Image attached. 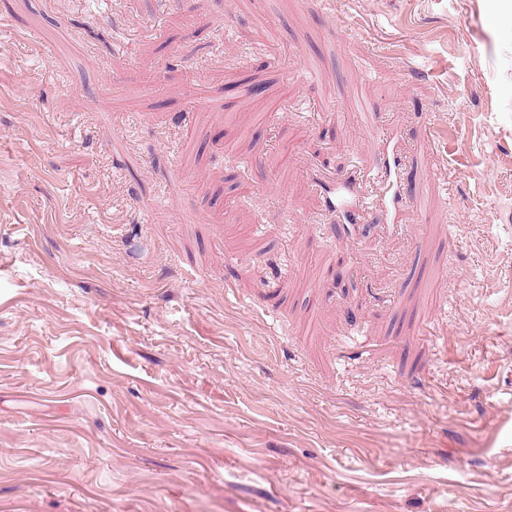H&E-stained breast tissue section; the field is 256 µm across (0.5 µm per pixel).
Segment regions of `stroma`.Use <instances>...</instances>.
I'll return each instance as SVG.
<instances>
[{
	"instance_id": "35a3bbf8",
	"label": "stroma",
	"mask_w": 512,
	"mask_h": 512,
	"mask_svg": "<svg viewBox=\"0 0 512 512\" xmlns=\"http://www.w3.org/2000/svg\"><path fill=\"white\" fill-rule=\"evenodd\" d=\"M511 16L0 0V512H512ZM389 173L386 175L384 167L380 162L375 163L369 170H365L359 175L361 184V192H355L353 188L347 183L332 184L325 188L322 184L317 183L321 191L335 195L340 191H346L350 194L351 199L345 205L346 219L349 224H357L360 213L369 209L376 199L387 211L389 208L396 207L397 204V187L394 180L391 179L390 170L391 163L388 162ZM370 187V193L366 194V188ZM375 192L372 195V192Z\"/></svg>"
}]
</instances>
